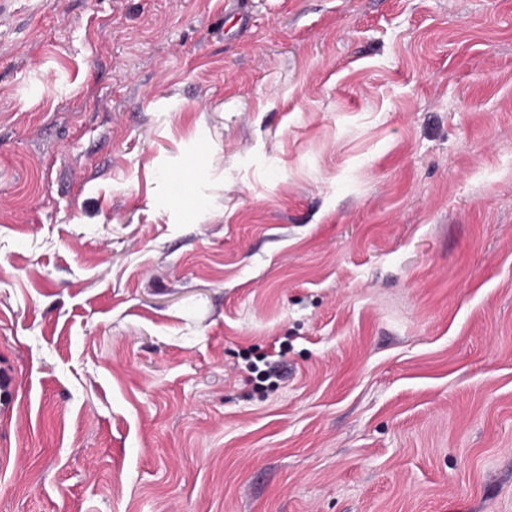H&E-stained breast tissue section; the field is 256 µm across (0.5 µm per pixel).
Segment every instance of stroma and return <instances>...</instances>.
<instances>
[{"label":"stroma","instance_id":"obj_1","mask_svg":"<svg viewBox=\"0 0 512 512\" xmlns=\"http://www.w3.org/2000/svg\"><path fill=\"white\" fill-rule=\"evenodd\" d=\"M240 8L0 7V512H512V0Z\"/></svg>","mask_w":512,"mask_h":512}]
</instances>
